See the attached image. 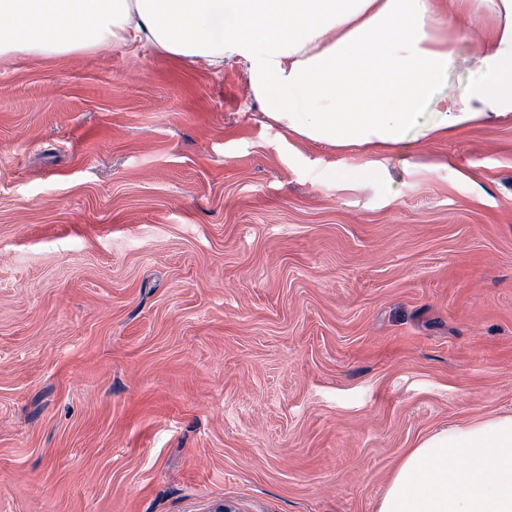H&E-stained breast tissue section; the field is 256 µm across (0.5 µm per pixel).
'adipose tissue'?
Wrapping results in <instances>:
<instances>
[{
    "instance_id": "adipose-tissue-1",
    "label": "adipose tissue",
    "mask_w": 512,
    "mask_h": 512,
    "mask_svg": "<svg viewBox=\"0 0 512 512\" xmlns=\"http://www.w3.org/2000/svg\"><path fill=\"white\" fill-rule=\"evenodd\" d=\"M458 39L475 51L458 56ZM131 45L210 66L235 54L268 119L339 148L512 121V0L444 16L435 0H0V61ZM456 66L470 75L461 95L444 90ZM377 512H512V416L422 439Z\"/></svg>"
}]
</instances>
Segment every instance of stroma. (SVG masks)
Returning a JSON list of instances; mask_svg holds the SVG:
<instances>
[{
	"instance_id": "35a3bbf8",
	"label": "stroma",
	"mask_w": 512,
	"mask_h": 512,
	"mask_svg": "<svg viewBox=\"0 0 512 512\" xmlns=\"http://www.w3.org/2000/svg\"><path fill=\"white\" fill-rule=\"evenodd\" d=\"M263 110L234 55L0 64V512H376L512 415V124Z\"/></svg>"
}]
</instances>
